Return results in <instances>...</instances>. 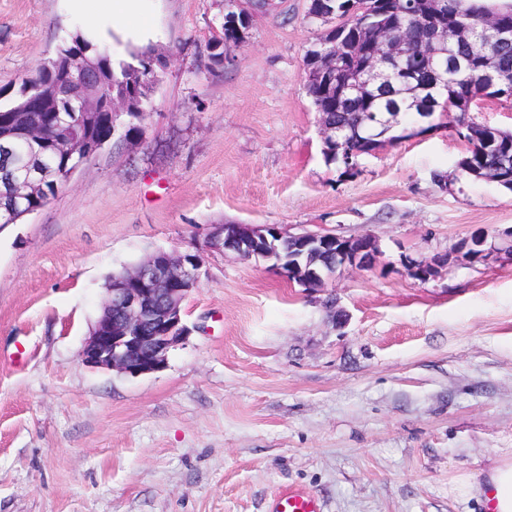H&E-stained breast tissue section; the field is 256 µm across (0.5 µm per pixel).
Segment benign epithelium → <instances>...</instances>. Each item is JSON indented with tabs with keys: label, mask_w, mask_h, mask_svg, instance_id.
<instances>
[{
	"label": "benign epithelium",
	"mask_w": 512,
	"mask_h": 512,
	"mask_svg": "<svg viewBox=\"0 0 512 512\" xmlns=\"http://www.w3.org/2000/svg\"><path fill=\"white\" fill-rule=\"evenodd\" d=\"M252 10L237 8L233 2L225 7L224 29L245 36ZM362 35L357 41L374 50L378 61L368 65L356 82L366 92L391 78L388 67L403 64L414 56L435 60L428 71L424 90L435 98L444 96L445 87L438 80L444 68L448 49L479 39L485 33L499 47L512 45V27L496 25L486 18L481 27L465 21H447L437 15L419 30L390 31L375 21L363 20ZM76 63L64 70L62 79L54 84H39L35 94L18 108L19 125L10 133L0 134V140L18 137L33 146L48 145L58 155L75 160L76 166H62L55 175L40 170H15L9 179L11 204L27 200L51 199V191L70 181L77 167L90 159L104 142L93 141L79 131L68 132L61 124H48V116L70 107L79 112L78 122L91 126L104 116L112 128L122 123V117L143 110L144 99L132 103L128 94L109 97L101 94L103 75L100 59L85 52L75 55L68 46L65 59ZM315 70L331 77L339 68L332 52H321L315 58ZM485 81L502 92L493 99L512 98V81L492 68L485 72ZM489 98L478 95L456 101L454 111L469 115L485 109ZM213 252L236 254L243 258L261 257L273 261L288 280L304 288H318L336 270L349 266L369 268L376 260L374 242L361 237L346 238L334 233L303 231L289 233L270 224H218L207 240ZM199 256L195 254H151L137 268L112 279L102 313L82 350V361L95 368L112 369L138 376L161 369L169 349L188 335L183 323L182 303L197 287L200 272Z\"/></svg>",
	"instance_id": "7a95c632"
}]
</instances>
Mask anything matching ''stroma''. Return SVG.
I'll return each mask as SVG.
<instances>
[{"mask_svg": "<svg viewBox=\"0 0 512 512\" xmlns=\"http://www.w3.org/2000/svg\"><path fill=\"white\" fill-rule=\"evenodd\" d=\"M224 3L135 0L120 33L86 0H0L1 104L77 31L167 59L144 116L0 226V512H268L286 486L323 512H484L456 486L512 456V191L460 169L448 122L343 174L305 90L328 30L310 0L257 12L218 66ZM215 224L370 234L380 255L309 290L205 250ZM159 250L202 257L188 336L154 373L87 367L108 277Z\"/></svg>", "mask_w": 512, "mask_h": 512, "instance_id": "stroma-1", "label": "stroma"}]
</instances>
